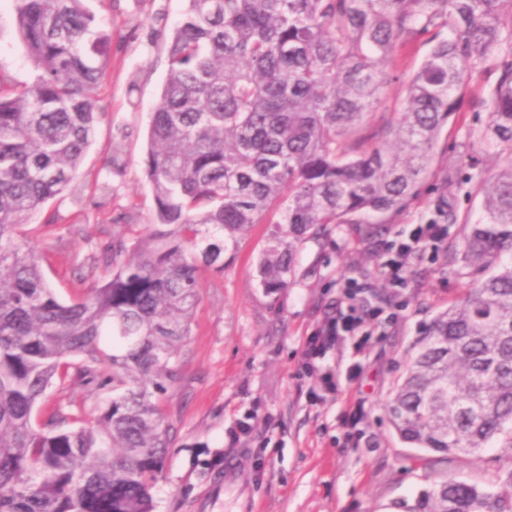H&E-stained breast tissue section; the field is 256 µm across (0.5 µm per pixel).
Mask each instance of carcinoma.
<instances>
[{"instance_id": "obj_1", "label": "carcinoma", "mask_w": 512, "mask_h": 512, "mask_svg": "<svg viewBox=\"0 0 512 512\" xmlns=\"http://www.w3.org/2000/svg\"><path fill=\"white\" fill-rule=\"evenodd\" d=\"M12 3L35 75L18 85L0 72V512H154L170 444L161 400L200 272L224 270L267 224L255 271L278 301L328 225L369 224L414 197L487 61L498 77L481 141L512 152V0H187L150 119L154 228L100 246L107 276L69 301L20 227L57 196L79 199L112 30L85 0ZM425 33L398 117L361 134L388 59ZM478 189L467 293L422 333L386 406L397 436L437 459L512 449V161ZM67 380L94 387L93 408L72 401L38 420ZM399 508L512 512V468L490 488L440 474Z\"/></svg>"}]
</instances>
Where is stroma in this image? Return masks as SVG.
<instances>
[{"mask_svg":"<svg viewBox=\"0 0 512 512\" xmlns=\"http://www.w3.org/2000/svg\"><path fill=\"white\" fill-rule=\"evenodd\" d=\"M112 25V54L96 93L104 117L74 184L79 199L48 201L44 224L24 230L46 252L47 279L62 299L102 280L94 245L134 241L153 222L155 203L145 175L150 114L167 76V52L186 0H86ZM430 49L420 36L399 49L387 67L390 82L375 107L400 111L412 74ZM0 71L27 83L33 68L20 39L11 0H0ZM492 63L478 65L462 106L441 131L430 174L417 197L382 224L330 225L328 243L310 242L299 256L300 275L271 301L255 278V262L269 227L254 225L223 272H205L191 334L179 351L181 371L161 409L172 443L154 490L156 512H395L413 499L431 473L489 487L512 450L485 449L481 460L457 457L423 467L417 449L394 433L386 414L413 345L469 284L458 245L465 225L481 217L477 178L494 173L505 150L479 137L489 121L483 100L494 84ZM121 140L111 164L113 140ZM447 223L436 259L412 260L404 287L379 277L385 244L411 225ZM83 232L69 237L70 225ZM368 285L370 306L397 313L374 326L367 342L344 338L322 368L354 369L353 380L326 389L320 371L306 367L307 340L338 310L347 279ZM246 496L224 488L228 460Z\"/></svg>","mask_w":512,"mask_h":512,"instance_id":"stroma-1","label":"stroma"}]
</instances>
